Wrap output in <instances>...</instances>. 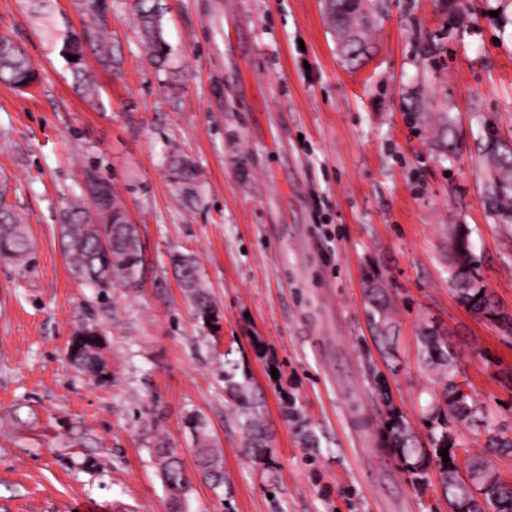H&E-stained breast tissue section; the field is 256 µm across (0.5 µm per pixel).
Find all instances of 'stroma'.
<instances>
[{
    "instance_id": "1",
    "label": "stroma",
    "mask_w": 512,
    "mask_h": 512,
    "mask_svg": "<svg viewBox=\"0 0 512 512\" xmlns=\"http://www.w3.org/2000/svg\"><path fill=\"white\" fill-rule=\"evenodd\" d=\"M108 3L116 63L97 69L91 107L32 0H0V34L24 42L41 78L29 93L0 85V187L32 240L25 263L0 258V512H449L437 476L410 483L383 423L393 408L428 438L430 325L491 428L512 437V333L471 316L448 278V227L468 225L490 297L512 312V228L484 209L475 150L483 125L512 136V0L457 13L375 0L356 62L323 0H163L160 69L133 0ZM441 112L453 157L434 146ZM175 148L200 173L190 203L168 178ZM85 164L139 228L138 288L101 294L68 270L59 214ZM177 252L196 256L219 332L179 287ZM370 273L393 301L389 358L368 327ZM85 324L102 333L98 378L68 358ZM228 360L261 400L271 465L243 446ZM198 421L223 451L217 490L198 471ZM161 444L192 482L178 504Z\"/></svg>"
}]
</instances>
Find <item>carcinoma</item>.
Masks as SVG:
<instances>
[{
  "instance_id": "obj_1",
  "label": "carcinoma",
  "mask_w": 512,
  "mask_h": 512,
  "mask_svg": "<svg viewBox=\"0 0 512 512\" xmlns=\"http://www.w3.org/2000/svg\"><path fill=\"white\" fill-rule=\"evenodd\" d=\"M53 0H36L37 16L41 18L45 33L52 38L58 28L51 11ZM77 7L88 21L81 32L67 31L63 36L62 56H77L69 62L76 79L79 94L87 101H95L97 82L86 64V51L90 50L100 66L112 67V44L104 35L109 6L107 0H77ZM132 11L147 50V59L155 67L163 66L166 43L162 34V8L158 0H133ZM325 15L336 38L344 44V56L350 61L361 59L366 50V32L362 27L372 24L370 12L359 10L354 0H330ZM39 74L21 44L12 37L0 34V83L14 89L25 90L36 83ZM439 141L448 153L459 150L454 122L444 115L440 123ZM490 140L483 136L478 144V159L485 171L484 205L490 217L504 226H512V139L497 141L489 149ZM172 182L189 200L194 198L198 181L196 164L189 156L174 151L168 158ZM81 193L68 202L61 213L60 240L66 263L72 275L80 282L100 293L119 285L135 288L141 278L142 246L136 228L128 223L127 208L114 193L112 186L101 176L98 167H82ZM451 281L459 295L470 299L473 308L484 309L493 305L472 280L470 265V236L467 226L455 224L450 232ZM31 248L28 220L7 200V192L0 190V257L23 258ZM172 269L188 295L197 317L205 324H213L219 317L217 306L204 284L196 258L175 253L171 255ZM367 312L381 310L387 325L385 333L371 332L378 350L386 355L393 352L395 322L391 317L392 301L384 288H373L367 295ZM422 360L434 372L440 390L434 391L430 410L429 447L414 446V436L403 417L393 413L388 417L385 432L399 459L405 465L410 480L418 485L425 482L431 469H436L448 498V505L467 504L469 512H482L480 504L454 469L453 449L463 448L471 473L482 476L495 469L494 458L512 453V440L488 432L484 452L470 453L463 443L448 431L456 422L475 424L482 421L481 402L472 395H460V371L454 353L434 332L424 328L420 332ZM101 337L94 326L80 329L72 341L69 355L84 372L100 376L105 365L100 354ZM236 368L224 370V383L246 419L245 447L256 453L260 461L268 460V432L260 418V407L247 382L235 380ZM196 454L204 477L219 487L224 482L222 459L212 448L203 424L196 422ZM448 449L449 462H443L440 451ZM164 484H181L185 474L179 458L169 448H156ZM495 512H512V486L502 485L495 491Z\"/></svg>"
}]
</instances>
